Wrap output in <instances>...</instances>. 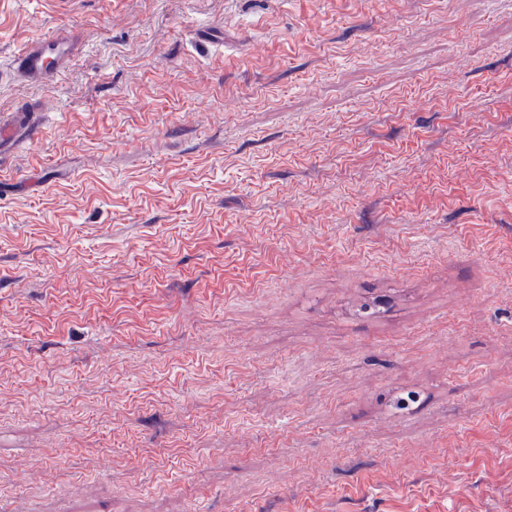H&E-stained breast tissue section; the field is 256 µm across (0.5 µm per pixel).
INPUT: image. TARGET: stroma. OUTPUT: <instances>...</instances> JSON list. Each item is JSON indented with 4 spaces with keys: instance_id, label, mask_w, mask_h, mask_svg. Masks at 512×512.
Here are the masks:
<instances>
[{
    "instance_id": "35a3bbf8",
    "label": "stroma",
    "mask_w": 512,
    "mask_h": 512,
    "mask_svg": "<svg viewBox=\"0 0 512 512\" xmlns=\"http://www.w3.org/2000/svg\"><path fill=\"white\" fill-rule=\"evenodd\" d=\"M17 112L0 512H512V0H0ZM79 48V36L67 30L31 42L15 57L16 75L30 84L46 83L65 68Z\"/></svg>"
}]
</instances>
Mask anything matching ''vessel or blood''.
<instances>
[{
	"label": "vessel or blood",
	"instance_id": "1",
	"mask_svg": "<svg viewBox=\"0 0 512 512\" xmlns=\"http://www.w3.org/2000/svg\"><path fill=\"white\" fill-rule=\"evenodd\" d=\"M79 48L77 33L67 30L31 42L15 58L16 75L30 84L48 82L78 54Z\"/></svg>",
	"mask_w": 512,
	"mask_h": 512
}]
</instances>
